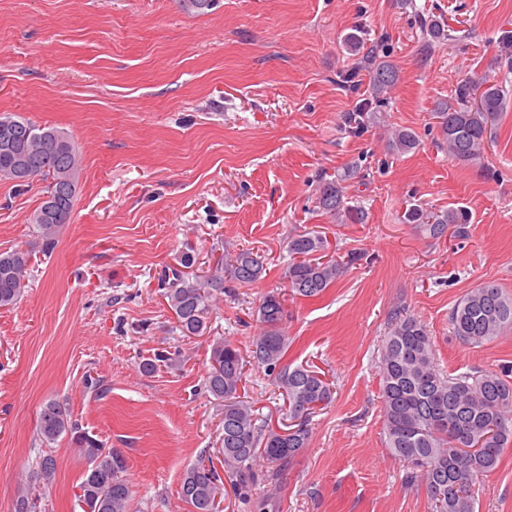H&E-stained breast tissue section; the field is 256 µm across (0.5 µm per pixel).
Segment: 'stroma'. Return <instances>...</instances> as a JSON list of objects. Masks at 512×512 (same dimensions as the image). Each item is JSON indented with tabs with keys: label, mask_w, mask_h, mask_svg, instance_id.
<instances>
[{
	"label": "stroma",
	"mask_w": 512,
	"mask_h": 512,
	"mask_svg": "<svg viewBox=\"0 0 512 512\" xmlns=\"http://www.w3.org/2000/svg\"><path fill=\"white\" fill-rule=\"evenodd\" d=\"M454 39L424 51L420 21ZM357 35L358 50L345 39ZM512 0H0V113L71 134L82 156L74 214L46 250L28 217L46 183L0 181V250L31 254L29 286L0 308V512L20 487L44 490L40 512H82L85 463L69 437L37 436L48 400L127 462L133 512H187L183 469L217 459L220 406L203 389L216 340L248 351L255 310L277 293L287 312L285 361L334 387L309 422V446L279 477L267 512H434L411 464L386 446L379 360L391 315L424 323L446 374L512 378V328L481 345L453 336L448 315L468 290L495 282L512 297V104L477 162L437 148L433 113L460 81L512 95ZM386 53L398 80L373 100L364 57ZM361 112L359 128L347 118ZM394 128L416 132L404 155ZM342 180L361 224L322 213L315 190ZM464 209L463 231L438 239L405 214ZM314 232L326 257L361 256L321 295L294 294L283 271L291 236ZM193 249V274L242 248L262 278L213 306L205 335L182 336L158 278ZM181 351L180 367L143 362ZM243 394L270 426L288 402L247 366ZM58 462L43 486L37 461ZM477 512H512V448L475 487ZM419 145L418 136L410 129L395 128L388 140V147L392 152L405 154Z\"/></svg>",
	"instance_id": "1"
}]
</instances>
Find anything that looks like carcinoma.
Listing matches in <instances>:
<instances>
[{"mask_svg": "<svg viewBox=\"0 0 512 512\" xmlns=\"http://www.w3.org/2000/svg\"><path fill=\"white\" fill-rule=\"evenodd\" d=\"M423 49L431 50L448 40V30L438 19H422ZM370 69L371 90L376 101L388 93L396 80L394 66L371 50L365 57ZM456 104H443L434 113L440 138L438 147L448 158L474 162L483 156L488 122L506 110L502 86L492 82L465 81L455 89ZM0 131L13 136L16 148L26 153L31 179L48 181L46 195L28 218L37 227L46 249L73 215L82 172V157L76 142L64 131L40 126L12 113H0ZM419 145L410 129L392 130L388 147L405 154ZM0 180L22 187L15 158L0 149ZM316 203L322 212L342 224H361L365 213L349 208L337 180L318 187ZM409 219L423 224L433 238H440L450 224H466L463 209L444 212L413 211ZM322 237L298 234L288 241L290 260L284 277L295 294L310 298L322 294L335 282L341 264L321 260ZM178 264L165 270L159 282L174 312L181 334L206 333L213 303L225 293L226 283L245 288L260 279L264 257L252 249L227 254L207 275L191 276L196 256L181 253ZM29 253L22 249L0 251V308L15 305L28 285ZM262 332L252 342L249 357L229 341H219L210 350L205 388L224 414V435L219 454L223 471L199 460L183 470L180 498L188 512H216V499L229 485L243 504L252 502L259 484H271L309 446V419L314 410L327 405L333 387L325 375L310 366L284 363L288 336L282 329L286 309L279 294L269 293L257 310ZM454 336L472 345H482L512 327V298L493 283L481 284L464 294L449 313ZM435 350L426 326L398 309L393 313L379 360L381 399L387 448L418 472L408 476L420 480L433 500L436 512H475L472 487L494 471L500 457L512 444V383L493 371L446 375L434 364ZM264 369L265 375L286 397L289 416L296 430L284 439L274 428L259 421L253 406L240 390L248 362ZM68 436L85 461L82 480L86 512H130L126 459L79 430L65 407L55 401L43 404L38 416V436L47 444ZM58 463L52 453L39 457L43 484L50 485ZM40 495L21 488L14 512H37Z\"/></svg>", "mask_w": 512, "mask_h": 512, "instance_id": "carcinoma-1", "label": "carcinoma"}]
</instances>
